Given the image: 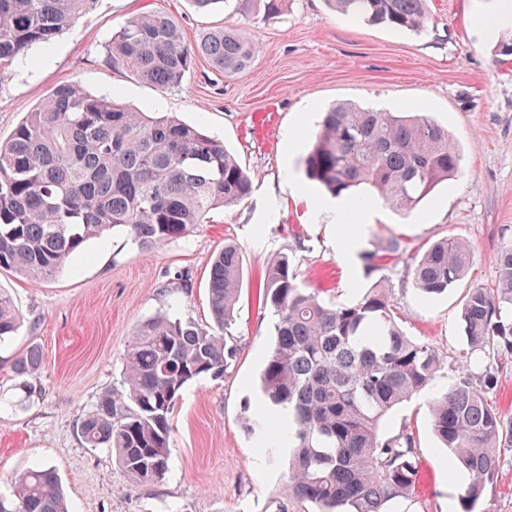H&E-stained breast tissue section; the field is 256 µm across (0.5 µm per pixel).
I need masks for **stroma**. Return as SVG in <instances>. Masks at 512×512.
Returning <instances> with one entry per match:
<instances>
[{
	"label": "stroma",
	"instance_id": "obj_1",
	"mask_svg": "<svg viewBox=\"0 0 512 512\" xmlns=\"http://www.w3.org/2000/svg\"><path fill=\"white\" fill-rule=\"evenodd\" d=\"M495 0H428L425 32H396L331 11L325 0H283L273 16L239 0L203 12L193 0H98L47 47L33 46L0 72V141L57 85L79 83L133 108L173 116L223 141L253 178L249 196L211 211L185 237L142 251L124 232L89 240L53 278L0 271V290L23 317L0 345V492L37 464L54 466L71 512H310L287 499V449L269 455L252 430L268 408L259 377L275 319L262 306L266 263L293 261L301 287L344 304L376 279L407 336L428 342L441 367L432 384L389 416L383 433H410L418 490L386 512H463L468 475L442 448L429 404L459 382L493 369L490 397L512 416V358L471 352L461 320L469 288L492 286L497 253L512 243V56H501L477 18ZM162 12L186 43L224 25L260 46L243 72L227 76L193 60L180 85L158 87L112 64L107 45L132 18ZM351 102L388 112H427L460 148L461 171L407 214L374 201L354 209L309 181L303 159L325 112ZM466 242L473 261L452 288L426 300L411 277L414 259L437 240ZM396 238L399 256L366 274L362 251ZM241 248L243 275L230 329L236 354L222 378L182 390L171 419V455L158 484L128 485L111 452L86 447L77 426L105 389L119 384L139 323L168 311L210 321L213 255L225 240ZM39 372L22 382L14 360L30 349ZM480 508L512 512V447L497 450L494 480Z\"/></svg>",
	"mask_w": 512,
	"mask_h": 512
}]
</instances>
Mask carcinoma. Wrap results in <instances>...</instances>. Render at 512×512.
I'll return each instance as SVG.
<instances>
[{
	"mask_svg": "<svg viewBox=\"0 0 512 512\" xmlns=\"http://www.w3.org/2000/svg\"><path fill=\"white\" fill-rule=\"evenodd\" d=\"M337 12L373 25L421 33L425 0H328ZM96 0H0V70L35 44H50ZM113 62L161 87L179 84L192 61L215 70L247 69L258 45L234 28L185 42L170 16L146 13L128 21L108 44ZM309 180L362 204L381 200L412 211L454 177L461 155L448 130L426 115L377 112L340 104L328 112L304 159ZM252 178L219 141L179 120L115 103L64 83L0 143V269L49 279L92 238L126 231L141 251L185 236L219 206L244 200ZM392 239L361 255L367 271L399 254ZM468 247L453 237L416 261V287L428 299L466 274ZM494 287L468 290L462 308L474 351L512 356V244L497 254ZM242 272L238 245L224 243L210 268L211 323L159 312L134 332L125 377L102 392L79 424L88 448H108L132 486L163 481L170 458L171 415L192 380L218 379L235 356L225 334L234 320ZM264 302L276 317L275 344L260 378L264 399L288 410L291 426L257 423L266 447L289 448L288 495L319 512H383L386 502L415 493L417 468L409 433L386 438L383 426L403 402L435 378L440 360L428 343L405 335L394 321L385 281L344 305L299 287L286 254L267 265ZM21 326L12 298L0 291V342ZM41 363L32 348L13 372L30 377ZM462 378L436 397V437L466 470L465 512L485 496L496 449L512 444V417L489 398L496 386ZM0 512H71L56 469L29 468L13 493L0 494Z\"/></svg>",
	"mask_w": 512,
	"mask_h": 512,
	"instance_id": "obj_1",
	"label": "carcinoma"
}]
</instances>
